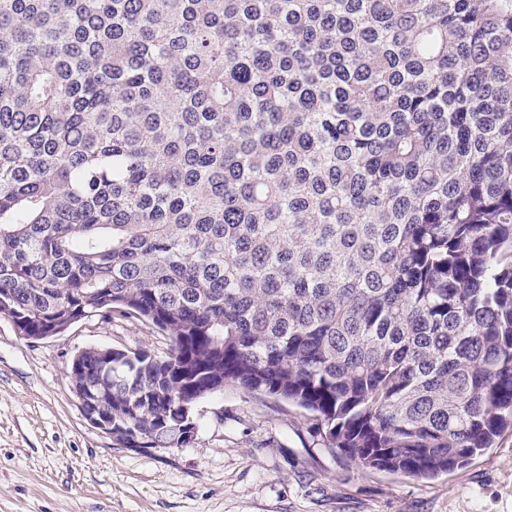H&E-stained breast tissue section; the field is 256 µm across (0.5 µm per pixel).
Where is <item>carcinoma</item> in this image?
Masks as SVG:
<instances>
[{
	"mask_svg": "<svg viewBox=\"0 0 512 512\" xmlns=\"http://www.w3.org/2000/svg\"><path fill=\"white\" fill-rule=\"evenodd\" d=\"M112 440L226 384L431 478L512 432V0H0V314Z\"/></svg>",
	"mask_w": 512,
	"mask_h": 512,
	"instance_id": "cac0c4a2",
	"label": "carcinoma"
}]
</instances>
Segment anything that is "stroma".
Listing matches in <instances>:
<instances>
[{"label":"stroma","instance_id":"35a3bbf8","mask_svg":"<svg viewBox=\"0 0 512 512\" xmlns=\"http://www.w3.org/2000/svg\"><path fill=\"white\" fill-rule=\"evenodd\" d=\"M90 346L159 354L167 340L99 315L31 340L0 314V512H512V432L418 479L355 464L324 447L310 413L234 385L198 401L190 444L125 448L72 390L71 361Z\"/></svg>","mask_w":512,"mask_h":512}]
</instances>
